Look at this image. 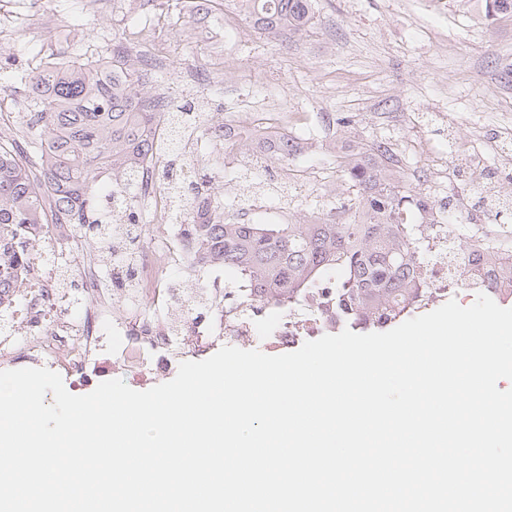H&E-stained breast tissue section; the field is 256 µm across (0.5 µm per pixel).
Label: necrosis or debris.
<instances>
[{"mask_svg":"<svg viewBox=\"0 0 512 512\" xmlns=\"http://www.w3.org/2000/svg\"><path fill=\"white\" fill-rule=\"evenodd\" d=\"M253 122L244 126L233 120L219 123L213 143L219 151L232 153L238 142L250 138L254 154L273 158L280 133L286 131L288 115L267 111L264 103H251ZM134 191L124 189L122 176L111 177L112 220L127 227L135 247L132 259L112 257V291L100 288L94 268H87L76 289L60 287L56 276L58 258L43 255L41 262L26 265L18 302L0 307V360L21 366L41 363L62 369L75 382H84L96 355L106 343H114L126 362L138 363L148 372L165 367L162 355L176 346L205 349L214 342L215 332L238 336L254 344H276L284 339L301 340L330 332L328 320L305 303L290 306L272 317L265 305L252 301L247 290L223 293L220 286L201 291V300L220 308L217 323L199 317L196 302L187 301L180 318H173L166 296L168 274L182 266L187 257L183 244H147L142 225L128 221L130 212L152 209L161 222H169L170 211L162 207L165 190L154 176L157 160H150ZM512 250V227L496 231L478 229L468 245L449 249L448 227H421L420 273L432 291V304L445 302L449 295L465 288L458 273L480 263L494 272L503 253ZM149 296L154 314L143 317L137 310L142 296Z\"/></svg>","mask_w":512,"mask_h":512,"instance_id":"obj_1","label":"necrosis or debris"}]
</instances>
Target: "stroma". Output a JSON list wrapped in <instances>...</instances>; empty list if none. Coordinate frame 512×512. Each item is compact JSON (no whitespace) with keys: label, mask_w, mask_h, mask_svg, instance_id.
Masks as SVG:
<instances>
[{"label":"stroma","mask_w":512,"mask_h":512,"mask_svg":"<svg viewBox=\"0 0 512 512\" xmlns=\"http://www.w3.org/2000/svg\"><path fill=\"white\" fill-rule=\"evenodd\" d=\"M67 22L72 36L51 38L36 13ZM14 33L0 42V87L12 97L4 111L26 107V89L15 72L54 59L98 56L137 31L145 17L164 16L158 30L169 61L151 89L176 97H198L203 117L239 112L241 99L281 105L291 115V135L307 149L290 161L289 177L279 162L232 163L201 143L217 188L233 186L224 214L251 224L313 220L339 207L348 181L329 146L350 141L391 144L410 186L436 205H452L453 237L463 245L473 224L512 225V72L491 52L512 44V18L486 20L472 0H315V25L299 39L273 40L250 30L231 0H214L205 16L170 12L166 0H145L130 9L125 0H0ZM209 25L223 29L237 68L224 89L196 95L194 72L212 54L208 40L184 42L179 31ZM241 120L248 113L239 112ZM57 276L62 286L79 279L85 255H95L103 286L121 238L108 242L75 229ZM121 354L100 358L107 379L145 391L173 379V372L120 368Z\"/></svg>","instance_id":"stroma-1"}]
</instances>
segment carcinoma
<instances>
[{
	"label": "carcinoma",
	"instance_id": "carcinoma-1",
	"mask_svg": "<svg viewBox=\"0 0 512 512\" xmlns=\"http://www.w3.org/2000/svg\"><path fill=\"white\" fill-rule=\"evenodd\" d=\"M245 21L266 36L301 38L312 28L313 0H233ZM484 17L512 14V0H482ZM126 46L95 59L54 61L22 75L28 91L22 139L0 138V304L19 287L15 268L57 224H85L89 234L109 238L107 224L87 221L99 202L101 177L140 173L147 156L171 149L168 135L188 116L167 98L154 112L140 77L113 70ZM299 144L285 136L278 160L296 157ZM385 142L356 141L339 161L352 194L344 198V221L330 213L298 224H249L224 217L206 172L183 185L176 181V207L189 219L186 249L198 268L224 267L262 303L309 302L336 314V329L368 330L396 324L407 308L428 298L417 275L418 236L408 223L415 210L432 224L436 205L415 192L394 170ZM336 288L320 289L334 275Z\"/></svg>",
	"mask_w": 512,
	"mask_h": 512
}]
</instances>
